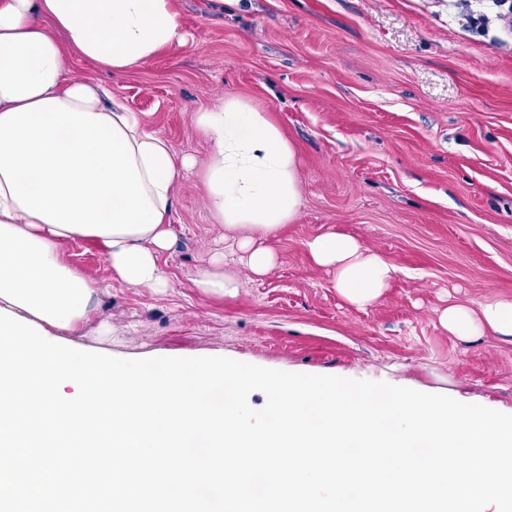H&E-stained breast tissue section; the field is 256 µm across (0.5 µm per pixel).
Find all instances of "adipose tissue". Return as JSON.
Here are the masks:
<instances>
[{"label": "adipose tissue", "instance_id": "ef3b65f1", "mask_svg": "<svg viewBox=\"0 0 512 512\" xmlns=\"http://www.w3.org/2000/svg\"><path fill=\"white\" fill-rule=\"evenodd\" d=\"M181 39L175 0H0L1 308L77 335L99 283L66 263L63 248L88 240L101 247L114 280L166 291L159 257L175 242L177 178L197 170L245 270L262 276L275 268L269 240L296 217L301 189L296 149L268 113L239 97L195 112V130L210 147L200 168L66 68L71 49L122 73ZM309 251L335 268L338 291L358 306L377 301L396 272L344 234L318 236ZM194 284L224 297L237 295L243 280L217 254ZM440 321L456 336H512V302L451 306Z\"/></svg>", "mask_w": 512, "mask_h": 512}]
</instances>
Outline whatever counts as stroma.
Instances as JSON below:
<instances>
[{
	"mask_svg": "<svg viewBox=\"0 0 512 512\" xmlns=\"http://www.w3.org/2000/svg\"><path fill=\"white\" fill-rule=\"evenodd\" d=\"M181 44L121 74L70 53L181 153L205 162L194 112L218 97L270 112L297 151L301 204L278 264L236 296L194 285L224 229L200 176L179 179L157 294L114 281L95 243L64 257L99 282L82 343L123 359L223 356L385 381L512 414V337L460 338L450 305L512 301V36L464 26L486 0H176ZM340 233L396 267L371 305L308 244Z\"/></svg>",
	"mask_w": 512,
	"mask_h": 512,
	"instance_id": "35a3bbf8",
	"label": "stroma"
}]
</instances>
